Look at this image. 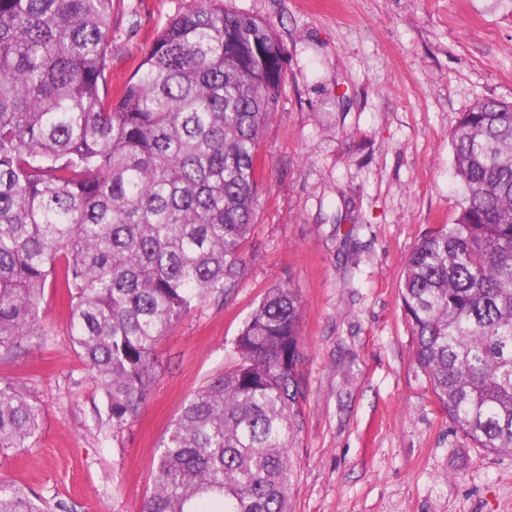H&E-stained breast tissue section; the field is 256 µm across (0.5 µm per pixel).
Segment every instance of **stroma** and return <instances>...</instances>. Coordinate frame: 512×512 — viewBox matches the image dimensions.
<instances>
[{"label": "stroma", "mask_w": 512, "mask_h": 512, "mask_svg": "<svg viewBox=\"0 0 512 512\" xmlns=\"http://www.w3.org/2000/svg\"><path fill=\"white\" fill-rule=\"evenodd\" d=\"M192 0H113L112 84ZM268 22L285 79L259 141L247 270L159 347L136 422L113 433L104 394L46 289L40 335L0 378L44 411L0 478L57 512H143L159 445L183 404L236 359L269 288L302 298L308 399L292 443V512H512V456L476 447L435 404L399 288L413 246L453 223L450 133L486 99L512 101V0H224Z\"/></svg>", "instance_id": "obj_1"}]
</instances>
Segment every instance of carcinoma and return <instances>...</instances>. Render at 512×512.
Here are the masks:
<instances>
[{
  "label": "carcinoma",
  "mask_w": 512,
  "mask_h": 512,
  "mask_svg": "<svg viewBox=\"0 0 512 512\" xmlns=\"http://www.w3.org/2000/svg\"><path fill=\"white\" fill-rule=\"evenodd\" d=\"M111 51L112 0H0V349L38 329L46 287L65 290L118 432L166 332L244 275L284 48L270 24L193 0L115 92ZM451 146L463 202L408 254L402 309L434 402L477 447L512 455V102L463 113ZM301 313L296 289H268L237 362L171 424L146 512H291ZM41 422L0 379V455L32 447ZM0 512L54 505L0 479Z\"/></svg>",
  "instance_id": "cac0c4a2"
}]
</instances>
